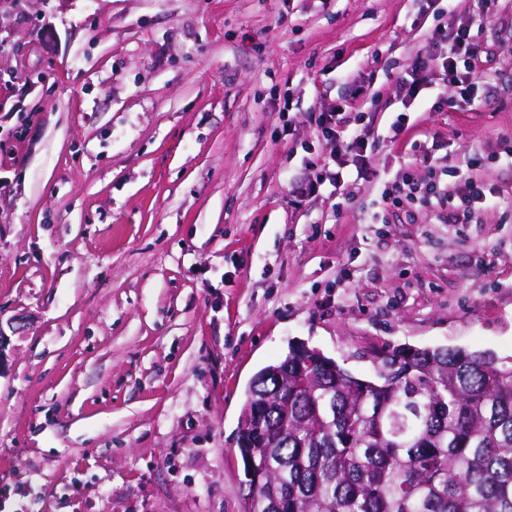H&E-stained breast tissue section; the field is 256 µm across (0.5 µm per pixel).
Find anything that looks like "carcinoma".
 Returning <instances> with one entry per match:
<instances>
[{"instance_id":"carcinoma-1","label":"carcinoma","mask_w":512,"mask_h":512,"mask_svg":"<svg viewBox=\"0 0 512 512\" xmlns=\"http://www.w3.org/2000/svg\"><path fill=\"white\" fill-rule=\"evenodd\" d=\"M393 378L322 362L303 393L294 349L257 376L259 429L239 449L265 475L247 512H512V358L394 348Z\"/></svg>"}]
</instances>
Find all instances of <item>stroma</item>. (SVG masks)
Masks as SVG:
<instances>
[{
  "label": "stroma",
  "mask_w": 512,
  "mask_h": 512,
  "mask_svg": "<svg viewBox=\"0 0 512 512\" xmlns=\"http://www.w3.org/2000/svg\"><path fill=\"white\" fill-rule=\"evenodd\" d=\"M447 5L0 0V512H243L249 385L296 341L369 380L396 347L512 357V0L478 106L395 97ZM327 104L373 120L379 179L430 137L494 204L296 202Z\"/></svg>",
  "instance_id": "1"
}]
</instances>
